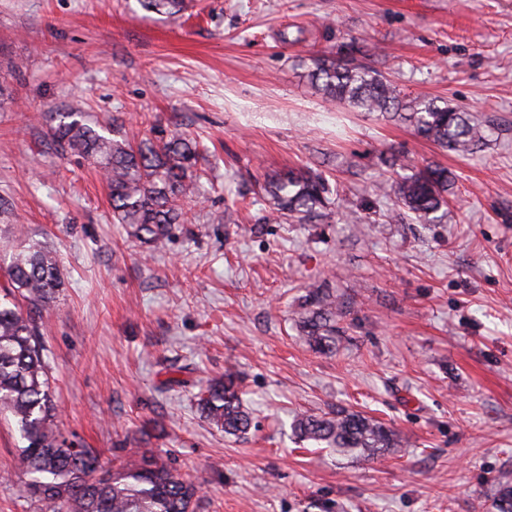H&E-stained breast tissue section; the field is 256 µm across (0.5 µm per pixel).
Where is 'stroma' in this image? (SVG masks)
<instances>
[{
	"mask_svg": "<svg viewBox=\"0 0 512 512\" xmlns=\"http://www.w3.org/2000/svg\"><path fill=\"white\" fill-rule=\"evenodd\" d=\"M314 56L472 112L484 145L460 155L325 101ZM0 83V236L61 260L39 326L64 434L107 467L116 448L167 451L199 512H490L512 478V0H0ZM70 109L205 146V192L163 251L113 223L93 165L49 148ZM427 166L448 170V215L419 224L375 187ZM301 167L339 184L330 219L267 222L266 177ZM312 285L344 304L336 352L297 332ZM230 366L253 409L237 440L196 404ZM338 407L404 453L293 442L294 414ZM22 446L1 420L0 512H46L17 491Z\"/></svg>",
	"mask_w": 512,
	"mask_h": 512,
	"instance_id": "35a3bbf8",
	"label": "stroma"
}]
</instances>
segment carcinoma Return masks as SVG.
Listing matches in <instances>:
<instances>
[{
  "label": "carcinoma",
  "mask_w": 512,
  "mask_h": 512,
  "mask_svg": "<svg viewBox=\"0 0 512 512\" xmlns=\"http://www.w3.org/2000/svg\"><path fill=\"white\" fill-rule=\"evenodd\" d=\"M308 78L326 98L364 112L402 110L401 118L417 135L450 151L468 153L486 140L482 124L469 113L425 97L401 104L387 77L364 65L317 57L311 59ZM53 121L57 153L80 157L101 170L112 223L125 225L131 237L152 249H163L175 225L186 223L184 201L199 191L197 141L172 135L134 144L120 134V126L98 129L83 112H56ZM263 190L273 219L288 217L300 224L328 215L335 194L323 174L302 169L268 177ZM447 191L448 170L440 167L378 186L379 196L426 224L440 220ZM63 285L56 253L36 239L12 253L0 284V417L14 423L25 441L20 489L45 503L47 512H197L201 486L185 478L171 457L143 448L105 468L93 449L58 428L37 317ZM343 314L332 291L308 289L300 321L308 345L321 353L336 351L337 318ZM243 395L240 374L227 368L199 392L197 406L210 425L239 438L252 425ZM291 428L298 441L343 457L375 460L400 448L391 427L344 408L321 416L298 413ZM492 508L512 512V482L499 486Z\"/></svg>",
  "instance_id": "cac0c4a2"
}]
</instances>
